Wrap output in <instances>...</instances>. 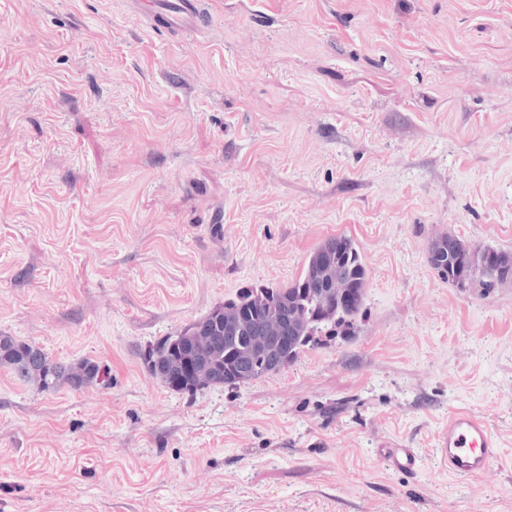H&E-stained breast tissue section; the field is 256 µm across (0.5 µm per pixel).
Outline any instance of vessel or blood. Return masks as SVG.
I'll list each match as a JSON object with an SVG mask.
<instances>
[{
	"mask_svg": "<svg viewBox=\"0 0 512 512\" xmlns=\"http://www.w3.org/2000/svg\"><path fill=\"white\" fill-rule=\"evenodd\" d=\"M144 16L170 28L196 33L207 20L199 0H177L170 13L148 10ZM437 453L449 471L461 478L483 475L500 456L487 424L469 413H458L449 418L438 438ZM384 458L389 466L401 472H413L418 465L417 452L412 448L385 449Z\"/></svg>",
	"mask_w": 512,
	"mask_h": 512,
	"instance_id": "1",
	"label": "vessel or blood"
}]
</instances>
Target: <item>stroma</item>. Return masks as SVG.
Wrapping results in <instances>:
<instances>
[{"instance_id":"stroma-1","label":"stroma","mask_w":512,"mask_h":512,"mask_svg":"<svg viewBox=\"0 0 512 512\" xmlns=\"http://www.w3.org/2000/svg\"><path fill=\"white\" fill-rule=\"evenodd\" d=\"M203 6L196 36L0 0V334L109 371L0 367V512H512V278L428 261L444 235L512 256V0ZM338 235L368 270L355 335L195 393L147 370ZM457 412L501 451L477 478L437 455ZM0 366L10 369L17 380L42 392L56 390L63 383L74 389L102 384L107 374L93 360L66 364L54 360L41 346L11 336H0ZM384 458L389 466L401 472H414L418 455L413 448H384Z\"/></svg>"}]
</instances>
